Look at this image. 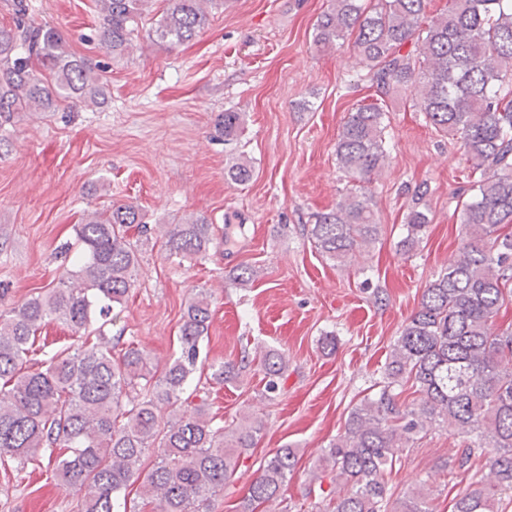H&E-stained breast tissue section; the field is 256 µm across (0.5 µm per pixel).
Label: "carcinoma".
Wrapping results in <instances>:
<instances>
[{"label": "carcinoma", "instance_id": "carcinoma-1", "mask_svg": "<svg viewBox=\"0 0 512 512\" xmlns=\"http://www.w3.org/2000/svg\"><path fill=\"white\" fill-rule=\"evenodd\" d=\"M12 24L0 26V126L19 112H56L75 102L99 104L106 83L89 59L67 49L54 28L34 19L31 0H8ZM152 28L161 42L188 44L218 0H164ZM96 37L114 53L129 48L133 25L148 0H97ZM427 0H330L317 20L315 44L334 49L354 37L376 101L344 121L336 142L338 168L349 178L335 207L314 215L316 249L342 263L380 235L369 189L389 158L383 102L400 91L439 132L461 142L472 173V196L461 203L462 246L423 289L416 310L391 345L378 390L349 411L343 432L329 440L310 471L304 496L318 512H433L434 489L421 479L401 496L386 476L402 467L404 450L436 428H450L460 448L448 460L449 479L470 476L451 512H506L512 502V327H494L512 280V0H449L427 16ZM218 130L229 142L241 132L238 112ZM237 184L251 166L228 169ZM427 185L412 190L399 253L410 255L428 224ZM150 232L139 209L115 202L74 225L78 253L58 285L0 310V470L22 473L48 456L54 480L78 496V512H126V490L149 450L155 459L141 486L158 512H211L240 461L249 456L262 421L242 416L212 426L204 406H174L197 369L199 343L211 323V294L200 289L181 317L180 353L157 371L143 351L112 354L104 328L134 287L138 258L128 240ZM170 258L202 260L219 244L220 229L204 216L171 224L162 234ZM67 325L76 347L26 366L39 329ZM263 396L272 400L288 361L277 349L261 362ZM217 383L230 363L210 365ZM148 388H140V381ZM412 389L417 398L401 396ZM299 463L295 448L264 458L239 504L256 512L277 499Z\"/></svg>", "mask_w": 512, "mask_h": 512}]
</instances>
